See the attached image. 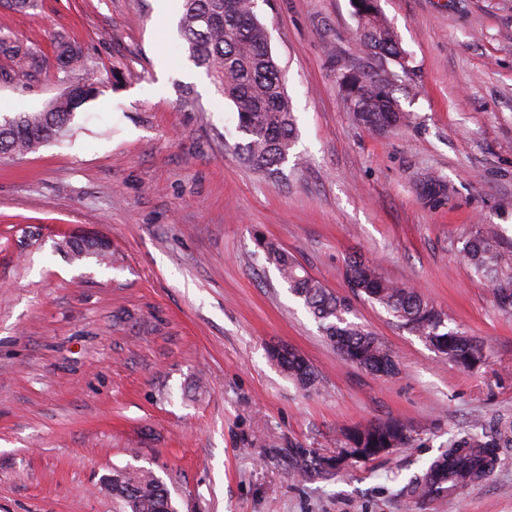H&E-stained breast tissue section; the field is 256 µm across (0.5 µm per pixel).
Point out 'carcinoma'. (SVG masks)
I'll return each mask as SVG.
<instances>
[{"label": "carcinoma", "mask_w": 512, "mask_h": 512, "mask_svg": "<svg viewBox=\"0 0 512 512\" xmlns=\"http://www.w3.org/2000/svg\"><path fill=\"white\" fill-rule=\"evenodd\" d=\"M357 23L358 47L375 62L371 74H360L346 65L337 72L347 108L354 118L373 131L397 127L409 119L393 96L399 74L410 73L406 53L384 18L379 0H352ZM256 0H182L179 34L189 59L205 69L221 87L237 114V129L246 143L239 146L244 159L255 169L276 173L288 161L297 128L281 70L272 54L270 34L255 12ZM0 56L10 62L0 69V78L32 83L39 80L42 56L0 28ZM57 65L64 76L63 90L41 110L18 112L0 118V155H23L62 140L70 131L75 111L100 93V81L87 72L83 82L69 83V73L87 68L81 48L71 42L56 45ZM264 260L274 266L289 291L317 322L322 335L345 356V360L371 373L393 375L394 353L368 328L349 318L351 303L330 292L278 243L261 238L256 242ZM59 249L73 261L89 257L102 262L112 250L87 237H65ZM462 253L473 275L492 288L497 306L512 312V250L492 232L476 229L465 240ZM351 291L383 307L402 327L418 337L443 343V355L465 368H478L488 359L480 341L450 328L442 312L413 288L386 279L377 266L362 258L346 265ZM273 362L299 387L317 388L319 377L297 351L270 353ZM414 429L399 420L355 426L345 432L343 455L356 462L377 457L358 454L360 448H398L412 440ZM509 428L494 432L467 433L429 465L412 482L411 491L424 495L440 493L452 485L462 489L484 480L497 462V448L509 442ZM112 496L122 512H177L165 484L148 469L118 468L112 471Z\"/></svg>", "instance_id": "cac0c4a2"}]
</instances>
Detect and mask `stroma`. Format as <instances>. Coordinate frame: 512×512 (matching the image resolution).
I'll use <instances>...</instances> for the list:
<instances>
[{"mask_svg": "<svg viewBox=\"0 0 512 512\" xmlns=\"http://www.w3.org/2000/svg\"><path fill=\"white\" fill-rule=\"evenodd\" d=\"M379 5L419 89L396 91L414 119L386 131L357 122L337 83L340 64L370 66L351 0H257L297 118L277 177L236 151V115L168 0L0 9L47 69L30 86L0 80V113L59 93V37L104 82L63 143L0 158V512H119L106 478L125 467L152 470L178 512H512V444L453 497L407 488L459 432L512 424V314L461 253L479 224L512 248V0ZM83 232L111 241V264L59 250ZM259 235L349 298L396 374L342 359ZM355 254L482 341L487 364L455 365L353 296ZM277 345L309 361L317 389L270 361ZM392 419L414 427L409 445L319 467L346 429Z\"/></svg>", "mask_w": 512, "mask_h": 512, "instance_id": "35a3bbf8", "label": "stroma"}]
</instances>
